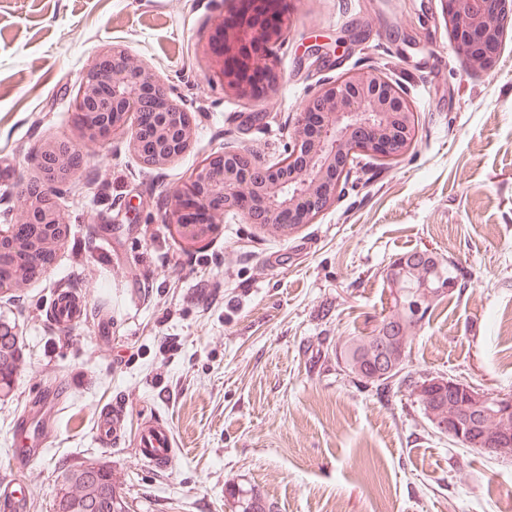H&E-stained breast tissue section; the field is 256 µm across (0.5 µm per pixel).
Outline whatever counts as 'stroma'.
Masks as SVG:
<instances>
[{
	"instance_id": "stroma-1",
	"label": "stroma",
	"mask_w": 512,
	"mask_h": 512,
	"mask_svg": "<svg viewBox=\"0 0 512 512\" xmlns=\"http://www.w3.org/2000/svg\"><path fill=\"white\" fill-rule=\"evenodd\" d=\"M444 7L296 0L275 49L281 90L247 100L213 68L224 0H0V225L21 219L39 144L82 156L57 199L70 234L49 273L0 299L26 359L0 396V482L22 478L25 512H53L61 471L89 458L121 477L136 512H235L241 490L274 512L512 507V457L453 443L407 392L378 398L336 364L337 344L380 321L389 264L427 248L456 281L416 328L411 369L512 396V27L486 74L454 53ZM112 44L172 86L190 116L194 139L165 167L145 166L123 135L91 142L78 127L80 77ZM368 65L417 111L404 158L358 157L336 201L289 237L231 218L183 248L163 221L171 189L227 147L277 162L313 89ZM61 289L86 303L67 328L49 315ZM52 390L51 440L16 470L18 420ZM105 407L126 420L111 445L95 437ZM159 419L177 445L163 470L135 443Z\"/></svg>"
}]
</instances>
